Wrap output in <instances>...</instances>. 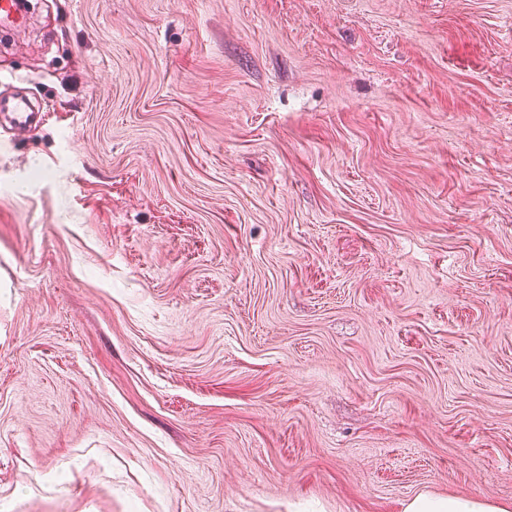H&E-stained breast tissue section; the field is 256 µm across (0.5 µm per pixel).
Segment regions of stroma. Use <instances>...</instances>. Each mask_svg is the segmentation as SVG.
Instances as JSON below:
<instances>
[{
  "label": "stroma",
  "instance_id": "1",
  "mask_svg": "<svg viewBox=\"0 0 512 512\" xmlns=\"http://www.w3.org/2000/svg\"><path fill=\"white\" fill-rule=\"evenodd\" d=\"M28 16L0 512L512 502V0Z\"/></svg>",
  "mask_w": 512,
  "mask_h": 512
}]
</instances>
